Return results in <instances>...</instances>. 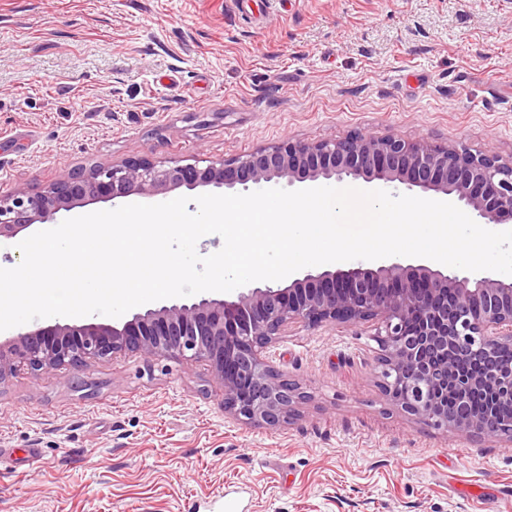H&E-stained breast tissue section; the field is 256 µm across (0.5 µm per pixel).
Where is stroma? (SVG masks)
<instances>
[{
    "instance_id": "1",
    "label": "stroma",
    "mask_w": 512,
    "mask_h": 512,
    "mask_svg": "<svg viewBox=\"0 0 512 512\" xmlns=\"http://www.w3.org/2000/svg\"><path fill=\"white\" fill-rule=\"evenodd\" d=\"M396 135L512 158V0H0V195L74 168ZM374 326L296 324L307 398L224 415L207 362L126 354L0 381V512H512V443L383 396Z\"/></svg>"
}]
</instances>
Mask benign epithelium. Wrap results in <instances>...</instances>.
Wrapping results in <instances>:
<instances>
[{
    "instance_id": "7a95c632",
    "label": "benign epithelium",
    "mask_w": 512,
    "mask_h": 512,
    "mask_svg": "<svg viewBox=\"0 0 512 512\" xmlns=\"http://www.w3.org/2000/svg\"><path fill=\"white\" fill-rule=\"evenodd\" d=\"M398 182L463 204L483 224L512 220V160L494 147L471 152L452 144L395 135L356 134L274 146L201 167L132 157L120 165L75 169L37 190L19 184L0 196V238H13L60 211L133 194L179 188L249 189L286 182ZM483 303L473 311V303ZM376 322L381 387L396 409L443 434H475L512 442V418L471 409L483 395L512 403V366L497 353L512 348V279L448 275L425 265L393 263L375 270L323 271L284 288H253L233 298H202L137 313L122 326L60 324L0 342V380L19 366L40 375L91 360L134 353L209 363L223 389L224 414L245 425L288 423L305 392L273 365L269 350L288 327L303 323L357 326Z\"/></svg>"
}]
</instances>
